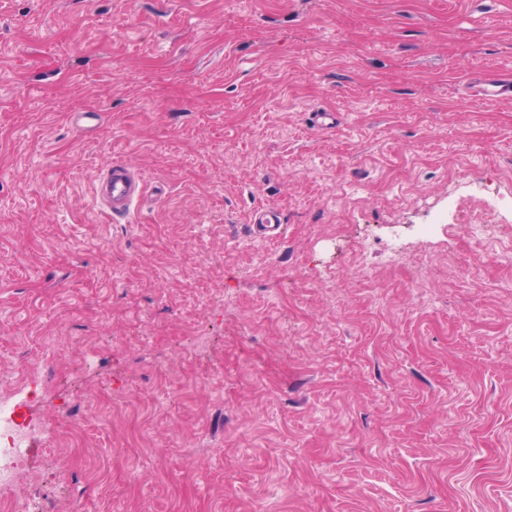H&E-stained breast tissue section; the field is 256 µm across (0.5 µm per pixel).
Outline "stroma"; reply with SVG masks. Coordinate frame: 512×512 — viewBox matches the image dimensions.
I'll list each match as a JSON object with an SVG mask.
<instances>
[{
	"instance_id": "35a3bbf8",
	"label": "stroma",
	"mask_w": 512,
	"mask_h": 512,
	"mask_svg": "<svg viewBox=\"0 0 512 512\" xmlns=\"http://www.w3.org/2000/svg\"><path fill=\"white\" fill-rule=\"evenodd\" d=\"M489 74L512 77V0H0L29 512H512ZM116 162L145 183L130 222L96 196Z\"/></svg>"
}]
</instances>
